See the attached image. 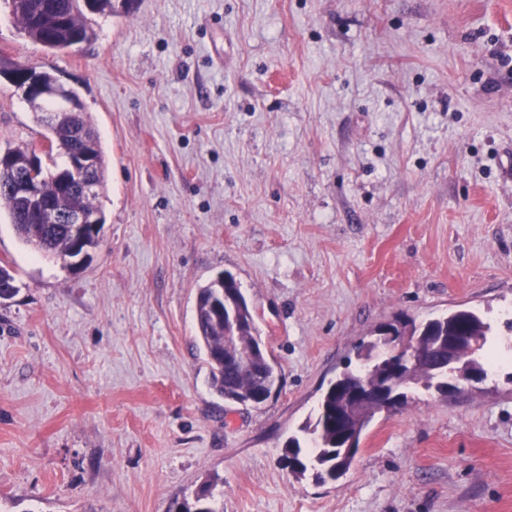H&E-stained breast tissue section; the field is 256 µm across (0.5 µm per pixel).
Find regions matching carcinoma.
I'll list each match as a JSON object with an SVG mask.
<instances>
[{"label":"carcinoma","instance_id":"1","mask_svg":"<svg viewBox=\"0 0 512 512\" xmlns=\"http://www.w3.org/2000/svg\"><path fill=\"white\" fill-rule=\"evenodd\" d=\"M13 18L19 29L33 42L50 51H68L91 40L94 31L89 25L84 0H14ZM43 138L55 142L53 150L64 157L69 156L73 147L78 146L90 153L95 160L94 176L104 182L106 162L100 136L93 127L86 112L78 113L74 123L47 129ZM61 169L52 172L53 178L44 182L45 195L50 197L58 209V215L68 212L73 205L90 212H102L98 206V196L83 197L64 188L54 179ZM5 208L18 237L32 249L50 256L72 259L74 244L64 224H34L25 221L19 214L20 204L10 193L0 190V208ZM215 282L210 281L197 291L195 302V328L204 348L209 366L211 387L224 400L243 404L249 399L258 400L266 391L265 384L271 374V366L264 362L253 334L246 329L239 343L229 352H224V321L214 319L216 311L209 306ZM18 292L16 279L12 272L0 265V298L9 301ZM470 322V331L487 344L491 330L473 311L466 312ZM452 315L429 319L420 324L410 323L402 331H411L419 337V344L428 343L431 336L448 335V322ZM360 370L345 368L330 382L320 397L314 420H309L302 431L311 435L312 446L305 449L299 438L293 436L285 447L284 462L290 472L298 479L311 476L318 483L335 482L351 468L355 454H346L343 448L346 441L337 439L336 429L331 424V414L336 412L339 391L359 382ZM378 409L369 407L364 414L351 425V435L355 443L369 425ZM213 480L203 482L194 493L192 503H183L182 512H219L213 507Z\"/></svg>","mask_w":512,"mask_h":512}]
</instances>
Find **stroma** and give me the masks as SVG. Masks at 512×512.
I'll list each match as a JSON object with an SVG mask.
<instances>
[{
	"instance_id": "35a3bbf8",
	"label": "stroma",
	"mask_w": 512,
	"mask_h": 512,
	"mask_svg": "<svg viewBox=\"0 0 512 512\" xmlns=\"http://www.w3.org/2000/svg\"><path fill=\"white\" fill-rule=\"evenodd\" d=\"M52 52L0 0V57L75 89L106 155L78 270L0 209V512H512V363L416 387L347 474L289 437L360 341L468 309L512 356V0H129ZM42 128L0 77V151ZM227 272L282 379L225 403L195 330ZM216 486L214 480L203 482L194 493L192 504L184 502L180 509L183 512H223L213 507V492Z\"/></svg>"
}]
</instances>
